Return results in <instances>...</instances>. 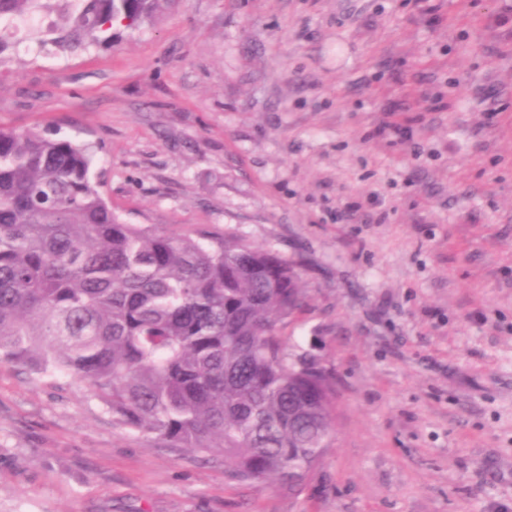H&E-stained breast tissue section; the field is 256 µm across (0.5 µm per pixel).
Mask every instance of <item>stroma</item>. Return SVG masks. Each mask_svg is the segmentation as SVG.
Here are the masks:
<instances>
[{
  "instance_id": "obj_1",
  "label": "stroma",
  "mask_w": 512,
  "mask_h": 512,
  "mask_svg": "<svg viewBox=\"0 0 512 512\" xmlns=\"http://www.w3.org/2000/svg\"><path fill=\"white\" fill-rule=\"evenodd\" d=\"M433 3L184 0L105 49H14L0 125L89 144L125 223L296 264L284 333L337 419L292 492L0 363V512L512 510V20Z\"/></svg>"
}]
</instances>
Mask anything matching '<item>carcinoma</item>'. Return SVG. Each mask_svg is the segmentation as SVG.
Wrapping results in <instances>:
<instances>
[{
	"instance_id": "1",
	"label": "carcinoma",
	"mask_w": 512,
	"mask_h": 512,
	"mask_svg": "<svg viewBox=\"0 0 512 512\" xmlns=\"http://www.w3.org/2000/svg\"><path fill=\"white\" fill-rule=\"evenodd\" d=\"M177 0H0L40 51L107 46ZM90 147L0 126V362L89 384L115 425L224 457L260 484L302 478L335 422L334 376L284 335L296 266L237 236L126 224Z\"/></svg>"
}]
</instances>
